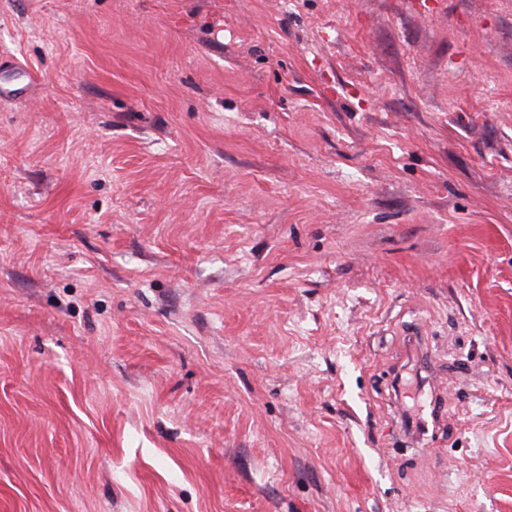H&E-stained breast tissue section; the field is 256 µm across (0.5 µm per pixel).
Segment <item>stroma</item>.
I'll list each match as a JSON object with an SVG mask.
<instances>
[{"mask_svg": "<svg viewBox=\"0 0 512 512\" xmlns=\"http://www.w3.org/2000/svg\"><path fill=\"white\" fill-rule=\"evenodd\" d=\"M0 512H512V0H0Z\"/></svg>", "mask_w": 512, "mask_h": 512, "instance_id": "35a3bbf8", "label": "stroma"}]
</instances>
